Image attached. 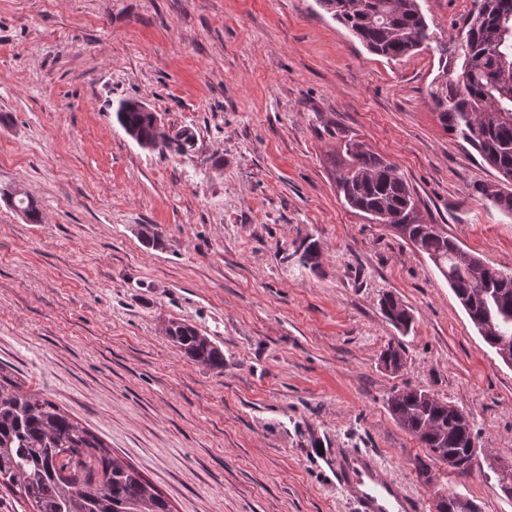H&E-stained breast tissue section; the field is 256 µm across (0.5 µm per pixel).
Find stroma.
<instances>
[{"label":"stroma","instance_id":"35a3bbf8","mask_svg":"<svg viewBox=\"0 0 512 512\" xmlns=\"http://www.w3.org/2000/svg\"><path fill=\"white\" fill-rule=\"evenodd\" d=\"M439 37L474 0H419ZM438 58L369 53L316 0H0V366L140 471L175 512H357L328 448L378 455L435 512L456 492L512 512V367L426 254L345 206L347 140L394 163L427 223L512 274L498 173L444 128ZM136 99L187 152L141 148ZM158 245L142 238L145 227ZM316 244L303 267L299 247ZM394 294L409 331L384 317ZM193 326L205 368L165 335ZM402 347L399 371L380 355ZM465 413L467 470L430 457L391 414L397 390ZM154 112H146L138 101H123L116 110V119L126 133L136 134L151 144L149 150L159 152L169 148L172 144L182 151L192 149L194 135L187 129L180 130L171 135V129L166 130L164 125H156L153 120ZM165 333L192 360L211 369H224L223 351L208 336L201 335L190 325L171 321Z\"/></svg>","mask_w":512,"mask_h":512}]
</instances>
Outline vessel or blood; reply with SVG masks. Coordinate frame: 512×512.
<instances>
[{"label": "vessel or blood", "mask_w": 512, "mask_h": 512, "mask_svg": "<svg viewBox=\"0 0 512 512\" xmlns=\"http://www.w3.org/2000/svg\"><path fill=\"white\" fill-rule=\"evenodd\" d=\"M336 479L359 506V512H419L420 505L389 480L376 456L360 450H337Z\"/></svg>", "instance_id": "b4317fda"}]
</instances>
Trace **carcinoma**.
<instances>
[{
	"label": "carcinoma",
	"mask_w": 512,
	"mask_h": 512,
	"mask_svg": "<svg viewBox=\"0 0 512 512\" xmlns=\"http://www.w3.org/2000/svg\"><path fill=\"white\" fill-rule=\"evenodd\" d=\"M366 49L399 59L430 49L444 61L441 80L430 96L440 121L466 142L500 175L504 187L482 199L512 216V0H475L464 21L465 51L452 57L448 41L430 28L418 0H317ZM116 119L127 133L163 151L171 145L187 151L194 135L170 134L137 101H123ZM336 177L337 191L352 209L377 224H400L408 240L438 265L455 293L470 302L471 322L492 319V344L512 336V275L476 257L462 262L459 244L432 229L420 214L417 198L396 167L360 142L348 141ZM26 218L39 222L29 195L15 198ZM385 317L397 328H410L413 316L394 295L381 300ZM165 333L188 357L215 370L224 369V352L193 327L171 321ZM425 392L396 391L389 408L397 421L428 449H448L451 467L465 470L472 456L470 422L460 410L424 398ZM0 489L24 501L30 512H172L169 502L132 466L112 454L101 439L53 401L24 390L23 382L0 367Z\"/></svg>",
	"instance_id": "cac0c4a2"
}]
</instances>
